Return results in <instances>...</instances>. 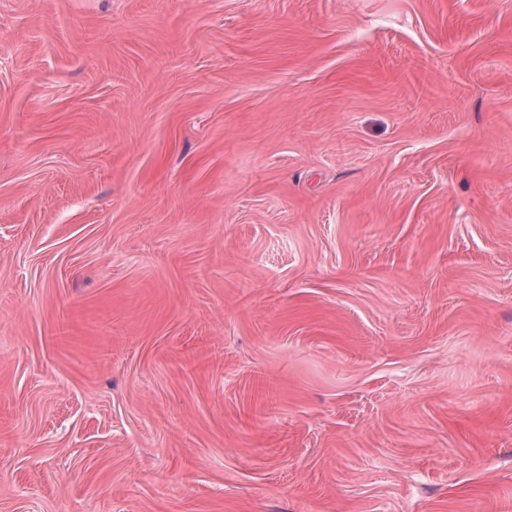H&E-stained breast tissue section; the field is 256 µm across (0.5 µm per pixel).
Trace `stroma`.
Returning <instances> with one entry per match:
<instances>
[{"instance_id":"1","label":"stroma","mask_w":512,"mask_h":512,"mask_svg":"<svg viewBox=\"0 0 512 512\" xmlns=\"http://www.w3.org/2000/svg\"><path fill=\"white\" fill-rule=\"evenodd\" d=\"M0 512H512V0H0Z\"/></svg>"}]
</instances>
